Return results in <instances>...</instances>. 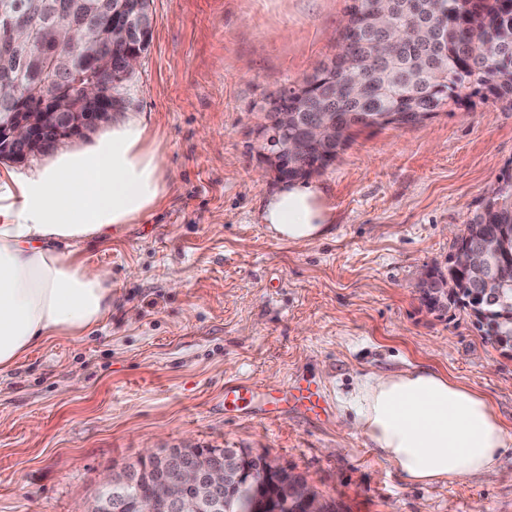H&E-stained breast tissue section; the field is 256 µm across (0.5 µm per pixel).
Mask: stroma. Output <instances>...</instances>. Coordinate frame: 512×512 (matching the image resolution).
Listing matches in <instances>:
<instances>
[{"label": "stroma", "mask_w": 512, "mask_h": 512, "mask_svg": "<svg viewBox=\"0 0 512 512\" xmlns=\"http://www.w3.org/2000/svg\"><path fill=\"white\" fill-rule=\"evenodd\" d=\"M351 0H151L154 31L124 118L158 133L178 180L119 237L82 247L112 274V314L0 371V512H76L145 451L246 448L303 476L333 512H512V452L477 477L410 486L343 427L363 378L427 366L486 394L512 430V351L419 293L452 233L512 173V106L463 93L416 128H365L312 175L335 209L307 244L261 221L279 182L258 167L262 100L339 51ZM313 419L224 411L226 381L300 378Z\"/></svg>", "instance_id": "1"}]
</instances>
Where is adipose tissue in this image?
<instances>
[{
	"mask_svg": "<svg viewBox=\"0 0 512 512\" xmlns=\"http://www.w3.org/2000/svg\"><path fill=\"white\" fill-rule=\"evenodd\" d=\"M176 180L139 120L106 128L84 148L61 147L35 174L0 173V370L47 337L86 336L108 319L112 275L77 253L118 236ZM261 219L278 239L306 243L335 216L321 189L292 180L266 196ZM347 425L411 485L475 477L512 452V432L486 395L425 366L367 375Z\"/></svg>",
	"mask_w": 512,
	"mask_h": 512,
	"instance_id": "obj_1",
	"label": "adipose tissue"
}]
</instances>
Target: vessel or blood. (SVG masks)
Wrapping results in <instances>:
<instances>
[{"mask_svg": "<svg viewBox=\"0 0 512 512\" xmlns=\"http://www.w3.org/2000/svg\"><path fill=\"white\" fill-rule=\"evenodd\" d=\"M325 400L318 388L300 382L271 392L247 381L228 382L224 385V409L258 415L276 407H286L304 414L321 415Z\"/></svg>", "mask_w": 512, "mask_h": 512, "instance_id": "b4317fda", "label": "vessel or blood"}]
</instances>
